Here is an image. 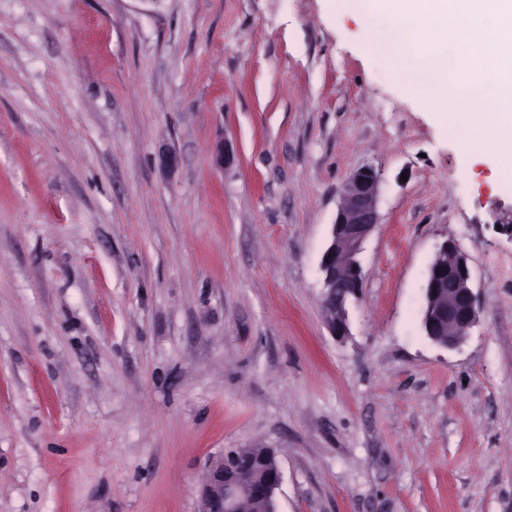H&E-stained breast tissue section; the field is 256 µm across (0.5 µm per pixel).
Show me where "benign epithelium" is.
<instances>
[{
	"label": "benign epithelium",
	"mask_w": 512,
	"mask_h": 512,
	"mask_svg": "<svg viewBox=\"0 0 512 512\" xmlns=\"http://www.w3.org/2000/svg\"><path fill=\"white\" fill-rule=\"evenodd\" d=\"M379 184L380 173L372 166L350 174L321 256L322 305L335 336L349 335L348 305L359 299L363 284L361 254L380 220ZM478 317L469 257L455 239L447 238L428 268L421 321L424 336L441 348L456 349ZM281 482L277 456L230 448L210 464L197 512H243L241 501L247 496L261 503L260 512H278L276 493Z\"/></svg>",
	"instance_id": "1"
}]
</instances>
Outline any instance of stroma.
Returning a JSON list of instances; mask_svg holds the SVG:
<instances>
[{"label": "stroma", "mask_w": 512, "mask_h": 512, "mask_svg": "<svg viewBox=\"0 0 512 512\" xmlns=\"http://www.w3.org/2000/svg\"><path fill=\"white\" fill-rule=\"evenodd\" d=\"M377 39L344 0H0V512H196L256 445L280 512H512V175ZM362 166L341 339L318 265ZM448 237L454 350L421 327ZM379 184L380 173L372 166L350 174L321 256L318 271L322 305L334 336L349 335L348 305L359 299L363 284L361 254L380 220ZM424 289V335L441 348H458L478 322L479 308L469 257L454 238L437 247Z\"/></svg>", "instance_id": "stroma-1"}]
</instances>
